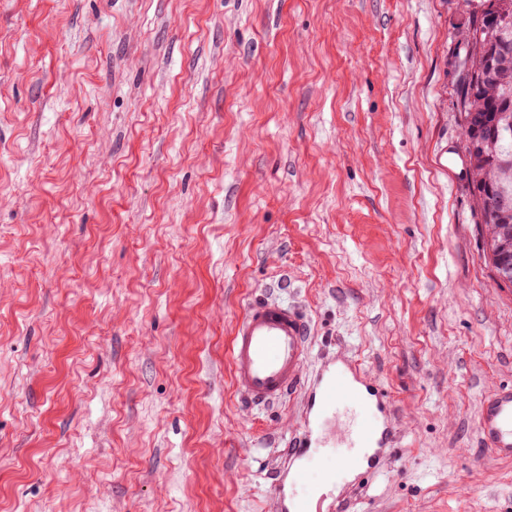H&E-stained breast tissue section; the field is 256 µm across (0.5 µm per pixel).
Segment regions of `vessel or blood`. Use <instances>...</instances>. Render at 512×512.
<instances>
[{
  "instance_id": "vessel-or-blood-1",
  "label": "vessel or blood",
  "mask_w": 512,
  "mask_h": 512,
  "mask_svg": "<svg viewBox=\"0 0 512 512\" xmlns=\"http://www.w3.org/2000/svg\"><path fill=\"white\" fill-rule=\"evenodd\" d=\"M308 320L298 306L270 297L252 301L236 325L229 347L233 385L255 407H269L302 393L303 425L285 450L286 468L272 485L274 512H343L345 500L311 499L295 492L321 448L330 412H337L336 436L346 447L343 470L357 476L381 473L398 445L396 409L383 384L354 360L336 356L313 381L304 378L310 352ZM482 439L496 458H512V387L492 391L479 418Z\"/></svg>"
}]
</instances>
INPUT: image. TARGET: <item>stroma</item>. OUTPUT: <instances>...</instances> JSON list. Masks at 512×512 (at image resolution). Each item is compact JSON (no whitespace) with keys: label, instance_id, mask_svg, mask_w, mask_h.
Here are the masks:
<instances>
[{"label":"stroma","instance_id":"stroma-1","mask_svg":"<svg viewBox=\"0 0 512 512\" xmlns=\"http://www.w3.org/2000/svg\"><path fill=\"white\" fill-rule=\"evenodd\" d=\"M459 0H0V512H270L299 399L236 394L249 302L380 379L351 512H512V386L450 61ZM479 428L495 458H512V387L498 388L484 400Z\"/></svg>","mask_w":512,"mask_h":512}]
</instances>
